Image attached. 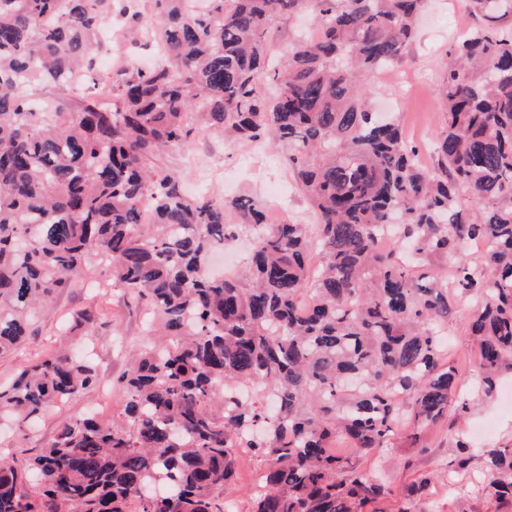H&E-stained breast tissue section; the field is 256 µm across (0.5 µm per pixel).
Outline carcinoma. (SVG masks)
<instances>
[{
    "mask_svg": "<svg viewBox=\"0 0 512 512\" xmlns=\"http://www.w3.org/2000/svg\"><path fill=\"white\" fill-rule=\"evenodd\" d=\"M112 2L0 0V356L92 257L157 323L118 379L119 419L77 415L37 454L0 458V512H224L238 447L265 464L252 512H363L392 490L361 456L424 450V427L468 413L512 371V0H475L490 24L448 51L447 124L427 168L359 83L401 61L425 0H151L147 15L125 0L132 34L164 52L98 91ZM302 11L320 38L299 36L268 65L266 36ZM200 133L286 144L316 222L186 197L164 158ZM386 231L391 252L377 247ZM243 234L248 266L210 275L209 254ZM470 241L483 244L476 260ZM464 302L469 394L444 346ZM93 322L77 312L68 331ZM99 384L64 338L0 388V419L30 423ZM338 440L349 454L331 451ZM477 458L487 496L512 499V448L459 439L447 466ZM429 483L403 489V512H425Z\"/></svg>",
    "mask_w": 512,
    "mask_h": 512,
    "instance_id": "obj_1",
    "label": "carcinoma"
}]
</instances>
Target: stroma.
Instances as JSON below:
<instances>
[{"label": "stroma", "instance_id": "stroma-1", "mask_svg": "<svg viewBox=\"0 0 512 512\" xmlns=\"http://www.w3.org/2000/svg\"><path fill=\"white\" fill-rule=\"evenodd\" d=\"M474 11L473 0H427L417 35L401 62L403 70L419 79L408 99H401L400 89L389 85L381 76L371 74L366 78L375 89L377 101L389 104L391 111L398 114L418 148H425L428 140L437 138L445 128L438 93L449 62L448 50L457 36L454 23L458 20L474 23ZM108 51L115 71L144 64L153 56L152 46L134 43L126 23L118 18L112 21ZM243 151V145L228 144L222 136L209 135L193 139L187 148L170 153L165 164L181 174L192 166L204 175L202 187L186 186L187 194L202 191L243 196L260 204L270 222L282 217L294 224L308 223L311 208L286 164V147L280 143L262 146L261 157L251 163L244 161ZM110 278L106 265L90 261L85 274L76 278L72 288L48 302L37 315L32 336L15 352L0 357V387L9 385L23 365L55 352L60 329L70 315L90 308L98 313L96 322L87 334L73 336L72 343L98 364L101 381L113 385L112 412L121 414L125 396L116 382L131 353L140 346L150 316L145 305L112 287ZM446 354L460 372L462 391H469L475 380L478 357L464 322L449 328ZM99 412L98 396L93 393L52 408L31 426L1 421L0 455L25 449L37 452L53 440L59 425L68 418ZM481 425L486 431L480 438H474L475 448L512 446V373H505L494 396L482 401L468 416L425 429V452L396 448L385 457L367 456L361 460L362 470L383 477L391 490L379 504L381 512H402L401 490L428 473L433 480L425 490V499L432 512H512L511 505L485 496L477 471L451 477L442 468L452 435L459 432L472 436L474 429ZM260 468L261 463L255 457L240 456L237 476L224 490L225 499L235 503L237 512H251L250 490Z\"/></svg>", "mask_w": 512, "mask_h": 512}]
</instances>
